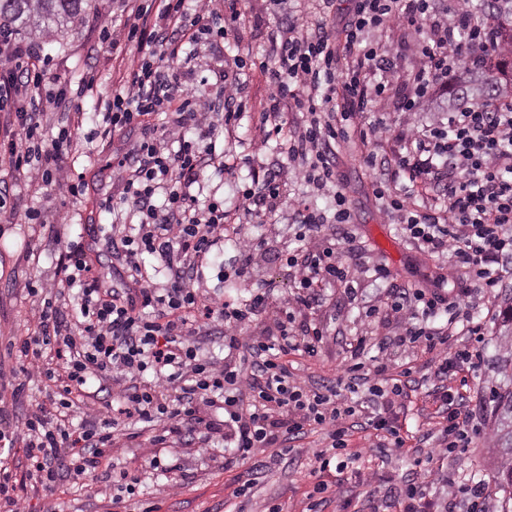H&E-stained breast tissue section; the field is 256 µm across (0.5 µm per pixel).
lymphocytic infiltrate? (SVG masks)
<instances>
[{"instance_id":"f902f5d3","label":"lymphocytic infiltrate","mask_w":512,"mask_h":512,"mask_svg":"<svg viewBox=\"0 0 512 512\" xmlns=\"http://www.w3.org/2000/svg\"><path fill=\"white\" fill-rule=\"evenodd\" d=\"M121 2L129 14L104 31L103 41L115 51L135 46L136 53L127 65L126 91L100 100L99 112L105 135L138 136L113 164L122 198L137 217L136 223H114L109 230L126 285L101 291L78 243L58 263L53 284L27 285L28 295L40 297L41 307L32 334L11 344L21 376L11 396L20 399L37 378L47 388L50 405L22 419L8 405L0 406V440L19 433L25 439L24 466L0 460V512H25L21 489L27 480L49 493L64 480L84 486L89 472L116 456L112 431L122 417L162 425L170 435L180 433L188 421L202 443L225 428L233 460L253 462L258 471L283 458L282 433L295 438L308 430H326L329 443L314 452L311 470L319 478L315 493H326V475L342 472L352 461L345 422L355 414L368 415L379 447L406 448L408 438L393 412L407 395L406 382L388 376V364L379 362V383L370 386L366 400H357L367 347L363 336L351 342L349 359L337 366L334 387H309L293 373L288 355L315 356L323 340L318 327L294 335L297 313L311 308L318 288L327 284L340 286L348 297L357 295V276L336 249L286 254L287 266L299 274L296 301L286 307H276L269 288L242 301L209 298L195 288L199 261L218 243L240 235L239 226L228 222L223 201L214 198L200 205L193 187L205 167L224 171L235 166L218 146L216 132L241 119L243 84L239 77L215 70L224 106L205 124L191 88L172 63L185 46L221 43L227 23L239 21L240 14H224L220 0ZM333 2L317 0L315 13L290 17L272 36L266 58L271 92L262 114L264 135L282 137L289 159L302 163L304 182L333 195L330 216L297 200L301 240L327 221L343 227L351 221L346 197L336 188L333 149L346 134L345 122L389 97L401 111H412L415 99L429 95L448 75L487 67L498 43L493 19L474 20L465 0L444 10L435 0H354L340 30L330 24ZM392 25H410L422 34L411 47L422 66L406 78L393 51L370 38ZM95 87L91 72L76 84L52 74L40 39L21 41L0 33V112L8 115L0 126V162L7 171L0 179V209L10 193L8 179L30 173L40 177L42 186L74 197L84 194L82 175L64 163V149L73 141L71 125L60 126L53 135L40 116L49 108L78 109ZM293 110L304 113L305 122L286 138V114ZM404 149L395 164L408 186L397 189L377 182L376 198L401 214L412 240L433 253L452 252L457 268L482 287L512 282V98L459 107L447 122L416 129ZM430 189L442 195L444 207H410V199ZM158 195L165 198L160 209L152 204ZM146 254L170 271V287H154L142 261ZM72 289L78 290L80 303L70 316L58 299ZM379 305L401 316L404 339L412 347L438 352L440 374L480 359L476 348H448L453 326L477 339L484 334L483 321L467 313L465 298L449 297L443 287L394 288ZM272 309L277 312L272 327L244 335V328ZM442 310L449 315L447 327H427V320ZM215 324L226 329V356L220 364L204 358L195 341L201 330ZM114 371L126 379L115 393L116 408H99L93 419L77 420L93 383ZM441 400L448 408V424L439 446L427 453L430 461L467 448L474 428L470 413L455 407L452 394ZM211 407L223 409V425L208 419L205 411ZM260 448L268 449L267 459H257ZM438 479L430 466L417 470L396 497L399 512H436L427 488Z\"/></svg>"}]
</instances>
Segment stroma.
Returning a JSON list of instances; mask_svg holds the SVG:
<instances>
[{
	"label": "stroma",
	"instance_id": "35a3bbf8",
	"mask_svg": "<svg viewBox=\"0 0 512 512\" xmlns=\"http://www.w3.org/2000/svg\"><path fill=\"white\" fill-rule=\"evenodd\" d=\"M235 8L245 21L229 30L218 48L198 46L196 58H179L175 66L181 78L193 85L202 111L214 113L222 104L217 88L206 81L196 59L204 57L212 66L224 67L228 73H240L245 86L246 116L234 131L224 136L226 152L237 156L238 166L229 173L206 168L202 174L204 196L223 200L225 210L240 226L238 242H222L204 259L197 283L201 293L224 300L249 298L259 288L274 289L278 300L294 299L297 295L296 273L282 258L284 250L296 249L294 204L307 197L312 207L332 213L333 199L324 193L312 192L302 180L299 162L281 153L275 141L264 140L259 131L260 114L268 105L269 83L259 63L268 50L269 39L282 21L298 10L297 0H235ZM119 0H93L92 10L78 27L51 44L44 53L51 59L54 74L79 81L87 72H95L98 86L93 95L85 97L82 109L85 119L73 134L69 159L75 172L83 174L88 189L80 197L56 190H38L28 180L13 186L16 209L0 210V390L10 391L12 369L16 362L5 350L9 339L24 336L33 329L31 322L39 298L31 297L23 287L29 282H49L54 278L56 264L67 244L75 239L87 240V261L106 288L120 287L121 281L112 269L110 238L93 235L92 229L111 223L114 214L125 213L128 205L121 199L112 174L113 155L125 152L130 138L114 137L86 144L85 139L96 132L102 122L96 113L98 98L112 96L122 90L126 61L134 47H126L122 57H115L107 45L101 44L104 29L120 23ZM248 60L244 71H237L236 57ZM446 89H438L421 99L413 112L396 108L393 99H386L361 114V130L369 132L367 141H360L358 132L337 149L336 172L339 189L347 199L352 215L348 226L355 241L343 245L346 264L360 273L356 300H348L342 288H326L322 305L304 311L297 317L295 329L318 325L326 336L315 357H296L294 367L302 381L313 386L332 384L337 365L348 357V343L356 336L367 337L373 368L374 358L411 367L408 396L400 412L414 434L411 453L387 452L374 447V431L364 417H356V428L349 441V453L357 454L354 466L336 477L337 494L325 495L311 503L309 494L316 482L311 474L312 451L327 445L324 431H312L291 440L288 455L272 469L259 472L248 496L234 497L232 490L237 475L247 472V465L224 466L225 442L222 434H214L205 447L187 443L185 438L171 437L165 444L164 455L173 464L170 473L147 471L135 500L129 501L127 512H263L265 506L279 505L282 512H306L317 506L319 512H371L372 502L392 503L396 492L411 479L419 460L425 459L428 448L436 443L447 423L446 412L436 400L439 385L449 391H460L464 407L471 412L476 432L471 433L467 451L442 467V481L433 485L431 497L455 499L462 484L482 482L488 489L485 512H502L505 494L495 487L492 472L498 451L491 443L493 403L491 391L501 378L496 372L499 351L501 313L512 305V287L486 290L469 277L459 274L448 286L457 294H469L472 313L485 319V336L480 345L482 365L478 370L459 373L449 371L447 381H439L434 355L422 354L398 344L396 338L403 328L397 318L388 315L367 316L369 301L385 292L387 286L430 289L441 277H446L450 265L447 256H438L410 241L398 215L390 213L374 195L376 182H393L394 170L380 165L369 166V154L394 157L400 150L401 136L413 127L446 120L444 104ZM275 171L282 187V202L277 211L266 212L264 205H249L243 192L251 188L255 173ZM111 198L113 213L99 208L103 198ZM41 207L47 222L37 231L23 223L27 206ZM267 242L266 249L246 255L247 245L256 239ZM385 266L388 282L371 277L374 266ZM156 428L145 427L131 420L121 421L117 428L118 443L128 454L121 465L141 466L153 448ZM23 496L30 512H113L112 483L103 469H96L83 489H71L61 497H45L24 489Z\"/></svg>",
	"mask_w": 512,
	"mask_h": 512
}]
</instances>
